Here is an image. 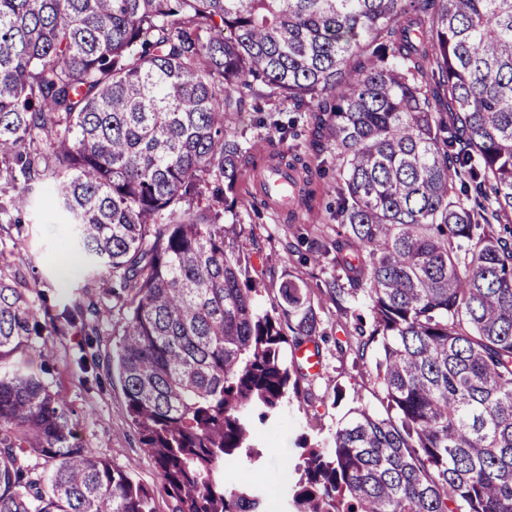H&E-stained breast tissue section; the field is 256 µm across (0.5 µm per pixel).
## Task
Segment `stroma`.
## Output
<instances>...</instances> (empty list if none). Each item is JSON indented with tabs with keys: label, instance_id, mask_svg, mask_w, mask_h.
Returning a JSON list of instances; mask_svg holds the SVG:
<instances>
[{
	"label": "stroma",
	"instance_id": "stroma-1",
	"mask_svg": "<svg viewBox=\"0 0 512 512\" xmlns=\"http://www.w3.org/2000/svg\"><path fill=\"white\" fill-rule=\"evenodd\" d=\"M264 108V113L248 109L231 119L232 127L251 140L256 159L242 171L234 211L246 234L254 239L250 248L253 275L264 290L265 300L277 297L280 285L288 279L299 277L307 283L320 319L318 343L322 355L320 373L302 394L289 395L277 425L261 432L265 460L254 474L266 478V488L275 496L283 483L299 480L297 466L304 449L326 447L336 428L348 421L355 409L385 415L386 403L375 381L379 344H372L365 359L357 360L355 337L347 335L344 318L319 289L321 283L336 277L335 265L326 257L315 265L302 261L335 200L330 187L336 178V160L330 153L319 154L320 173L313 179L312 206L297 220L263 206L257 192L261 163L282 153H310L313 132L311 120L304 117L297 126L298 137L280 140L272 122L288 117L289 104L274 99ZM66 231V224L59 219L30 208L19 231L0 235V267L18 282L44 294L51 304L70 301L90 285L99 291L110 287L111 279L102 273L92 280L72 275ZM98 314L106 332L85 352V366L75 362L84 340L77 332L47 337L46 348L36 361L49 367L53 389L86 417L87 424L81 431L83 442L112 464L131 469L140 483L153 491L157 512H171V499L130 422L119 376L108 368V358L122 338V313L107 301L100 305ZM285 460L290 463L286 469L281 466Z\"/></svg>",
	"mask_w": 512,
	"mask_h": 512
}]
</instances>
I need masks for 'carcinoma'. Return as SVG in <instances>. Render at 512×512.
Wrapping results in <instances>:
<instances>
[{"label":"carcinoma","mask_w":512,"mask_h":512,"mask_svg":"<svg viewBox=\"0 0 512 512\" xmlns=\"http://www.w3.org/2000/svg\"><path fill=\"white\" fill-rule=\"evenodd\" d=\"M248 97L312 113L336 157V237L310 261L343 272L326 293L357 359L381 342L393 412L307 449L291 512H512V0H0V223L41 199L76 271L112 280L42 306L0 271V512H156L31 362L99 336L103 299L173 512H267L225 465L263 463L319 320L293 279L264 305L226 221Z\"/></svg>","instance_id":"obj_1"}]
</instances>
